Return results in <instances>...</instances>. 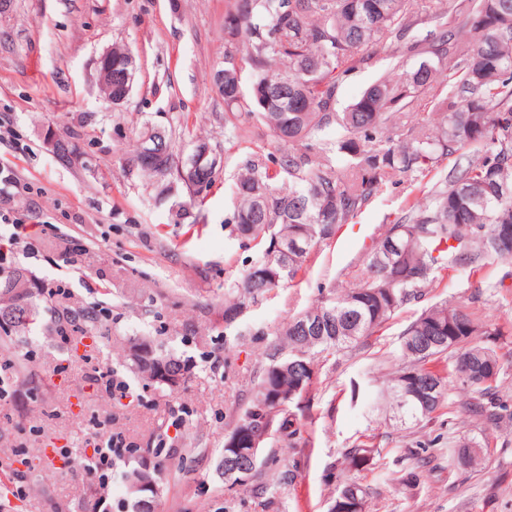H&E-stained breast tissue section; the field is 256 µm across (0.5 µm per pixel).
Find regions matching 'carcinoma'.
I'll return each instance as SVG.
<instances>
[{"instance_id":"1","label":"carcinoma","mask_w":512,"mask_h":512,"mask_svg":"<svg viewBox=\"0 0 512 512\" xmlns=\"http://www.w3.org/2000/svg\"><path fill=\"white\" fill-rule=\"evenodd\" d=\"M436 21L433 30L426 24ZM228 48L224 67L211 86L224 99V125L237 133L259 116L282 146L280 154L249 160L235 181L231 218L238 236L261 249L234 284L237 300L224 308L232 321L248 301L294 280L314 247L332 238L396 176H426L450 158L454 164L433 194L388 226L369 254L358 284L330 293L290 318L283 341L288 355L267 354L260 381L239 420L260 408L282 435L300 433L290 411L314 383L311 352L336 351L367 338L401 307L423 295L448 265L478 272L512 262V246L501 232L512 229V0H231L224 16ZM474 37L468 44L463 36ZM385 42L397 72L377 80L338 112L334 104L342 79L371 58L369 48ZM425 57L407 69L411 56ZM138 68L126 46L112 47V72ZM442 80L447 94L415 133L394 140L389 123L409 111L421 91ZM336 127V157L355 161L356 172L332 168L313 152L326 129ZM191 138L188 152H174L169 132L145 125L138 133L127 173L154 178L156 199L177 191L196 198L208 191L221 168V152L200 162ZM278 166L270 172L269 164ZM288 187L276 185L279 174ZM35 283L21 270L0 278V330L21 331L40 316ZM320 320L318 325L309 318ZM463 306L436 305L402 333L408 364L386 380L382 399L400 423L418 424L445 403L444 377L425 368L432 359L455 354L461 389L474 388L482 400L472 412L488 421L512 423L502 414L497 382L501 365L495 349ZM351 467L364 469L368 450L346 453ZM455 461L475 471L483 448L468 440ZM366 489L344 485L336 500L362 512Z\"/></svg>"}]
</instances>
